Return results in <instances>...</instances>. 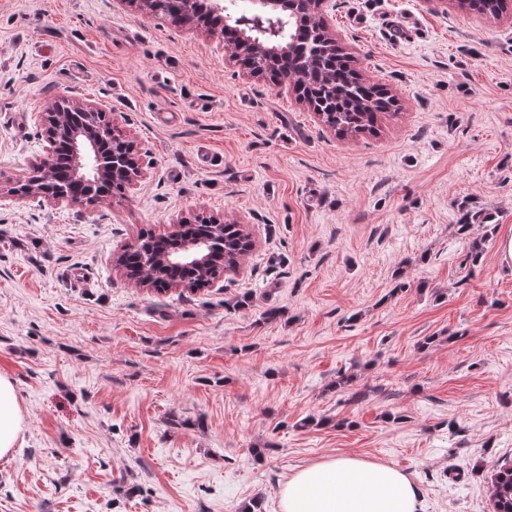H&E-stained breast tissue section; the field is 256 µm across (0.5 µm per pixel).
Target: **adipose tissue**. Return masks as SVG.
Instances as JSON below:
<instances>
[{"label":"adipose tissue","instance_id":"obj_1","mask_svg":"<svg viewBox=\"0 0 512 512\" xmlns=\"http://www.w3.org/2000/svg\"><path fill=\"white\" fill-rule=\"evenodd\" d=\"M22 424L13 382L0 374V459L11 455ZM419 499L405 473L351 455L299 469L281 492L283 512H417Z\"/></svg>","mask_w":512,"mask_h":512}]
</instances>
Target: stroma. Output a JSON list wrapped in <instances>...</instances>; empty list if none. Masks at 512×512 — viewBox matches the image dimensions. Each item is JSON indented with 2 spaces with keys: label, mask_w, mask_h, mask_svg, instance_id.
<instances>
[{
  "label": "stroma",
  "mask_w": 512,
  "mask_h": 512,
  "mask_svg": "<svg viewBox=\"0 0 512 512\" xmlns=\"http://www.w3.org/2000/svg\"><path fill=\"white\" fill-rule=\"evenodd\" d=\"M324 17L395 97L377 133L338 137L218 36L128 0H0V374L24 414L0 512H281L294 472L344 454L404 472L419 512H493L512 460V16L331 0ZM397 22L411 39L390 41ZM62 95L111 112L136 189L6 194ZM201 214L250 233L236 271L158 292L116 268L141 232ZM18 186L15 187L12 192L14 193V195L18 196L21 199L27 198L26 196L34 195L35 197H41L46 201L54 204L66 203L67 205H74L85 203L83 196L75 194L73 192H69L66 189L43 188L37 191L32 190L30 191V193H23L17 190Z\"/></svg>",
  "instance_id": "1"
}]
</instances>
